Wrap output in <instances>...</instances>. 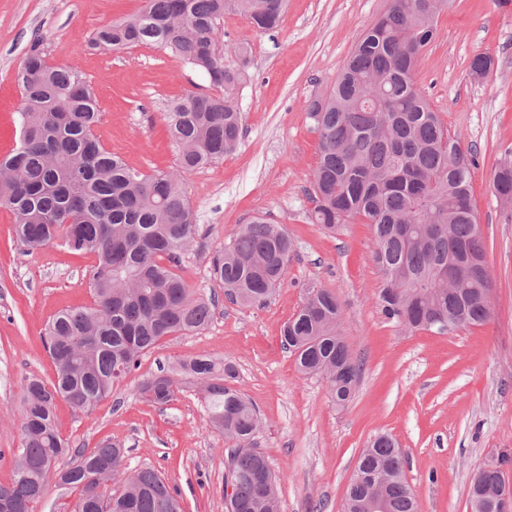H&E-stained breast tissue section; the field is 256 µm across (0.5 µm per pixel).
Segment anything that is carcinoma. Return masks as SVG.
I'll return each mask as SVG.
<instances>
[{
  "mask_svg": "<svg viewBox=\"0 0 512 512\" xmlns=\"http://www.w3.org/2000/svg\"><path fill=\"white\" fill-rule=\"evenodd\" d=\"M420 2L391 0L382 19L361 35L332 88L308 102L319 135L310 219L330 234L355 220L370 225L383 314L409 332L447 334L491 318L481 293L492 283L471 193L474 158L414 78L450 0H430L431 12L419 15ZM284 8L285 0H146L136 14L94 33L93 49L168 50L214 89L187 92L164 113L180 169L152 175L101 145L93 134L99 120L93 89L72 68L49 63L39 41L31 44L17 74L18 140L0 159V207L15 215L24 252L57 243L95 256L94 301L58 312L47 326L55 378L25 385L22 448L11 483L0 484V512H33L53 480L78 493L75 512H183L158 473L125 472L124 449L108 441L88 454L71 448L59 434L55 410L60 399L80 411L94 407L144 352L167 336L210 323L212 303L194 297L173 271L197 233L182 173L224 158L243 137L234 95L246 80L248 47H237L241 68H225L217 47L220 20L236 13L270 31ZM493 188L512 199V163L496 169ZM292 248L284 227L255 217L212 256V276L232 301L263 303L281 287ZM341 316L332 289L308 288L281 332L301 374L322 376L326 366L335 367L326 380L338 405L350 401L361 373L339 331ZM179 374L199 381L210 425L233 443L225 512H280L279 477L254 446L260 419L235 386V366L199 356L145 380L141 390L166 405ZM404 463L392 436L376 434L359 456L358 479L350 480L343 512H368L372 493L382 494L386 512H418ZM118 478L122 492L105 496ZM508 483L503 463L478 468L471 480L472 512H492L489 492Z\"/></svg>",
  "mask_w": 512,
  "mask_h": 512,
  "instance_id": "obj_1",
  "label": "carcinoma"
}]
</instances>
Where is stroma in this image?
<instances>
[{
	"label": "stroma",
	"mask_w": 512,
	"mask_h": 512,
	"mask_svg": "<svg viewBox=\"0 0 512 512\" xmlns=\"http://www.w3.org/2000/svg\"><path fill=\"white\" fill-rule=\"evenodd\" d=\"M145 0H0V157L15 146L20 90L16 73L34 40L51 63L78 71L101 110L94 133L109 151L144 174L173 171L179 151L163 114L206 80L178 57L151 45L119 53L91 50L102 25L140 11ZM390 0H288L281 24L258 32L225 15L217 46L229 69L246 67L236 97L244 135L235 151L185 173L198 233L176 271L198 295L215 298L201 331L178 333L143 353L111 394L87 412L59 402L60 435L93 450L110 440L126 448V467L151 469L175 489L184 512H224L227 444L211 429L198 386L180 379L160 406L140 393L162 369L205 355L235 365L236 386L257 408V447L280 478L281 512H341L366 442L386 432L406 457L405 476L420 512H471L470 478L478 467L512 456V208L496 199L493 175L512 161V4L453 0L437 20L415 79L462 149L471 169L473 203L493 280L492 314L481 327L438 335L409 333L382 313L381 275L369 225L337 234L312 224V186L319 136L306 105L329 90L361 34ZM248 43L241 61L236 48ZM478 53L493 64L480 79ZM261 215L294 241L282 287L266 303L229 302L210 277L209 261L242 224ZM93 255L50 245L19 251L13 213L0 207V483H10L22 446L20 406L27 378L51 381L44 346L47 322L60 310L91 305ZM311 286L333 289L341 332L361 364L346 406L333 402L325 379L301 375L281 343L283 325Z\"/></svg>",
	"instance_id": "obj_1"
}]
</instances>
